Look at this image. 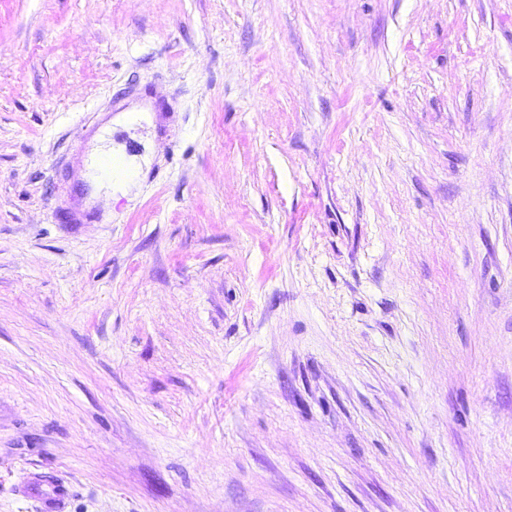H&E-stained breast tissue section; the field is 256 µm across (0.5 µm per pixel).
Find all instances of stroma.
I'll list each match as a JSON object with an SVG mask.
<instances>
[{
  "instance_id": "stroma-1",
  "label": "stroma",
  "mask_w": 512,
  "mask_h": 512,
  "mask_svg": "<svg viewBox=\"0 0 512 512\" xmlns=\"http://www.w3.org/2000/svg\"><path fill=\"white\" fill-rule=\"evenodd\" d=\"M33 474L512 512V0H0V512Z\"/></svg>"
}]
</instances>
